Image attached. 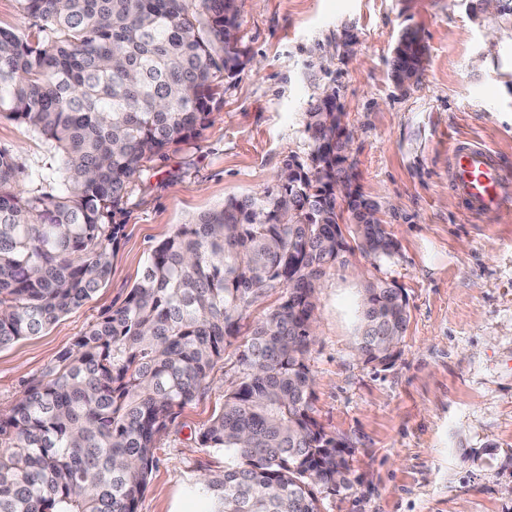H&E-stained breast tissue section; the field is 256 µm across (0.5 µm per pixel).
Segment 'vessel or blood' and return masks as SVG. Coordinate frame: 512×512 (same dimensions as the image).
Listing matches in <instances>:
<instances>
[{
    "label": "vessel or blood",
    "mask_w": 512,
    "mask_h": 512,
    "mask_svg": "<svg viewBox=\"0 0 512 512\" xmlns=\"http://www.w3.org/2000/svg\"><path fill=\"white\" fill-rule=\"evenodd\" d=\"M450 175L454 195L466 213H497L512 198L498 156L476 143L457 140L451 144Z\"/></svg>",
    "instance_id": "b4317fda"
}]
</instances>
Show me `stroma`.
Listing matches in <instances>:
<instances>
[{"label": "stroma", "mask_w": 512, "mask_h": 512, "mask_svg": "<svg viewBox=\"0 0 512 512\" xmlns=\"http://www.w3.org/2000/svg\"><path fill=\"white\" fill-rule=\"evenodd\" d=\"M242 67L220 77L196 138L170 144L129 186L110 281L82 307L0 350V406L18 400L139 280L150 249L174 225L231 196L275 186L288 159L307 162L306 114L335 92L352 136L362 194L398 243L388 260L353 253L316 293L310 349L313 415L348 452L345 487L322 512H512V202L467 217L448 185V140L494 149L512 170V26L473 17L471 0H236ZM414 33L416 81L392 76L395 47ZM0 148L31 168L47 146L0 118ZM382 279L407 296L400 355L370 364L357 352L362 295ZM237 344L204 390L156 442L138 512H210L202 475L224 453L198 433L238 385Z\"/></svg>", "instance_id": "1"}]
</instances>
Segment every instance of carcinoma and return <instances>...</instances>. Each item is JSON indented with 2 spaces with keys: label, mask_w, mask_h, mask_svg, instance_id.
I'll return each instance as SVG.
<instances>
[{
  "label": "carcinoma",
  "mask_w": 512,
  "mask_h": 512,
  "mask_svg": "<svg viewBox=\"0 0 512 512\" xmlns=\"http://www.w3.org/2000/svg\"><path fill=\"white\" fill-rule=\"evenodd\" d=\"M32 30L0 29V115L50 146L22 171L0 148V349L81 307L110 280L112 248L143 163L197 137L216 80L245 50L224 38L235 0H20ZM413 33L395 50L398 85L417 76ZM330 92L307 113L310 163L288 160L275 187L229 197L151 250L140 281L0 411V512H137L158 437L203 390L243 311L269 288L281 304L239 345L241 382L199 433L224 450L203 479L211 512H321L346 485L342 441L312 416L315 294L359 250L398 249L359 191L351 134ZM27 181V186L20 182ZM408 303L367 284L357 336L365 362L398 347Z\"/></svg>",
  "instance_id": "cac0c4a2"
}]
</instances>
